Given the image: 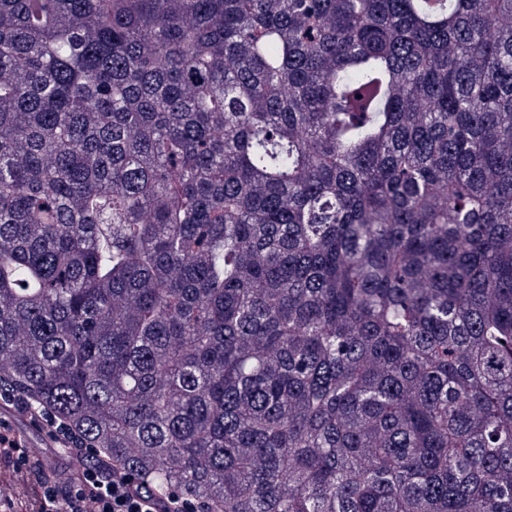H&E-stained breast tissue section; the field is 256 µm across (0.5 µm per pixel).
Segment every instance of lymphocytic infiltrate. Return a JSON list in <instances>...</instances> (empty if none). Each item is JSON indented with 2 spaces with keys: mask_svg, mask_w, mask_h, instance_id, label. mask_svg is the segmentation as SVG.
Returning <instances> with one entry per match:
<instances>
[{
  "mask_svg": "<svg viewBox=\"0 0 512 512\" xmlns=\"http://www.w3.org/2000/svg\"><path fill=\"white\" fill-rule=\"evenodd\" d=\"M78 454L86 464L74 474L62 465L36 464L8 416L0 415V467L28 478L39 512H203L175 489H149L132 470L100 462L96 449Z\"/></svg>",
  "mask_w": 512,
  "mask_h": 512,
  "instance_id": "lymphocytic-infiltrate-1",
  "label": "lymphocytic infiltrate"
}]
</instances>
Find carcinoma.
Wrapping results in <instances>:
<instances>
[{
	"instance_id": "1",
	"label": "carcinoma",
	"mask_w": 512,
	"mask_h": 512,
	"mask_svg": "<svg viewBox=\"0 0 512 512\" xmlns=\"http://www.w3.org/2000/svg\"><path fill=\"white\" fill-rule=\"evenodd\" d=\"M211 512H512V0H0V398Z\"/></svg>"
}]
</instances>
